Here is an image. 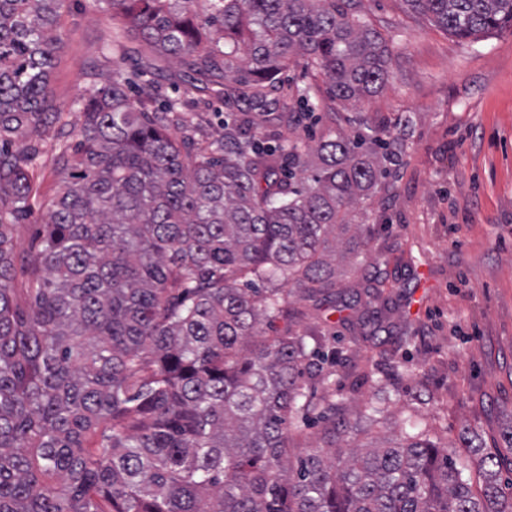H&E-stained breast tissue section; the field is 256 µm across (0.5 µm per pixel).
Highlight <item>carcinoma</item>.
<instances>
[{"label":"carcinoma","instance_id":"cac0c4a2","mask_svg":"<svg viewBox=\"0 0 512 512\" xmlns=\"http://www.w3.org/2000/svg\"><path fill=\"white\" fill-rule=\"evenodd\" d=\"M105 2L120 56L134 34L248 83L278 125L290 107L268 88L298 54L343 103L388 78L386 40L354 0H207L200 24L199 0ZM61 3L0 0V512H512L511 429L493 452L462 438L474 475L421 400L413 432L352 448L398 401L377 360L355 374L372 389L364 408L325 390L322 444L299 445L317 410L302 378L324 337L260 335L292 316L283 284L311 296L336 287V257L370 259L351 208L399 162L380 139L390 129L272 145L230 117L213 149L192 118L135 106L116 68L82 102L77 141L47 140L63 119L50 90ZM404 3L460 40L512 27V0ZM44 152L67 173L18 267Z\"/></svg>","mask_w":512,"mask_h":512}]
</instances>
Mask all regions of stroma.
Returning <instances> with one entry per match:
<instances>
[{"mask_svg": "<svg viewBox=\"0 0 512 512\" xmlns=\"http://www.w3.org/2000/svg\"><path fill=\"white\" fill-rule=\"evenodd\" d=\"M361 10L392 55L381 93L355 104L334 101L301 56L269 90L272 101L309 93L312 114H294L287 136L313 144L330 129L367 133L386 124L402 155L401 166L356 208L371 228L373 265L366 278H344L349 307H301L307 326L349 364L363 366L379 343L398 364L389 376L400 404L355 445L393 436L404 402L421 398L429 422L447 428L449 441L473 437L490 450L512 428V29L461 41L403 0H361ZM54 33L60 48L52 99L69 123L47 126V138L75 140L80 99L116 67L129 74L133 101L199 113L204 140L223 136L228 115L260 118L245 94L225 99L214 78L140 38L130 37L131 56L113 54L112 12L103 0H63ZM32 174L33 215L14 234L20 253L29 251L64 177L49 154ZM406 334L412 345L403 344ZM305 382L318 396L332 386L357 408L371 398L369 386H355L327 362Z\"/></svg>", "mask_w": 512, "mask_h": 512, "instance_id": "stroma-1", "label": "stroma"}]
</instances>
